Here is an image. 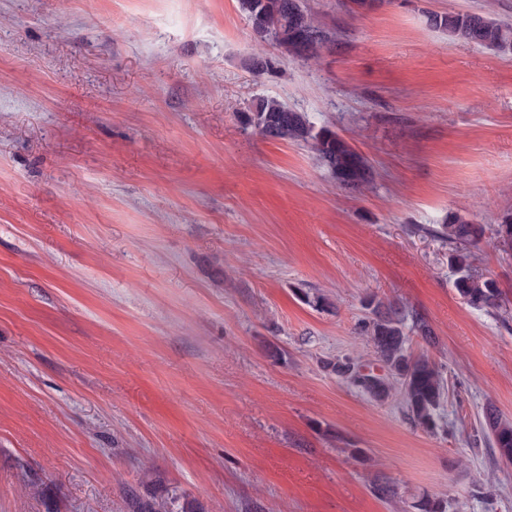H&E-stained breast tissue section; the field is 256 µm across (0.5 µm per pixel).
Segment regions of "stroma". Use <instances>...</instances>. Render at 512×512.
<instances>
[{
    "label": "stroma",
    "mask_w": 512,
    "mask_h": 512,
    "mask_svg": "<svg viewBox=\"0 0 512 512\" xmlns=\"http://www.w3.org/2000/svg\"><path fill=\"white\" fill-rule=\"evenodd\" d=\"M306 2L334 41L309 62L265 44L256 77L237 0H0V512H128L132 490L204 512H512L481 431L489 408L512 421V252L470 253L502 291L490 314L431 233L512 212V53L426 23L512 22V0ZM266 97L348 139L372 188L245 130ZM370 297L434 330L409 347L445 379L436 431L322 366L383 374L358 334Z\"/></svg>",
    "instance_id": "stroma-1"
}]
</instances>
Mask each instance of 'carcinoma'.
Listing matches in <instances>:
<instances>
[{
  "instance_id": "cac0c4a2",
  "label": "carcinoma",
  "mask_w": 512,
  "mask_h": 512,
  "mask_svg": "<svg viewBox=\"0 0 512 512\" xmlns=\"http://www.w3.org/2000/svg\"><path fill=\"white\" fill-rule=\"evenodd\" d=\"M238 3L256 40L277 45L293 59H315L332 40V32L303 0H238ZM426 18L430 27L447 32L456 41L503 53L512 51L511 22L478 12H429ZM241 121L245 128L264 139L287 141L310 149L319 165L341 188L360 189L373 179L369 160L347 139L329 125H316L306 113L291 109L276 98L258 99L241 114ZM484 232L482 225L471 224L457 216L437 229L428 230V233L437 235L450 245L478 243ZM494 235L503 249H512V214L501 217L495 225ZM448 260L457 273L454 288L467 304L491 313L501 307V291L497 282L473 273L469 255L454 251L448 255ZM366 307L368 315L360 323V335L372 345L389 377L371 374L360 377L357 365L350 359L328 361L325 368L338 378L359 382L377 399L391 394L394 387L390 378H395L413 424L424 431L434 430L445 395L444 379L441 370L428 355H415L409 348L411 335L432 341V327L418 313L391 303L371 299ZM486 429L493 437L500 457L511 464L512 421L489 408L486 411ZM175 503L176 500L169 497L133 496L128 507L130 512H197V508L187 502L177 511ZM413 508L417 512H446L443 501L427 495L416 501Z\"/></svg>"
}]
</instances>
